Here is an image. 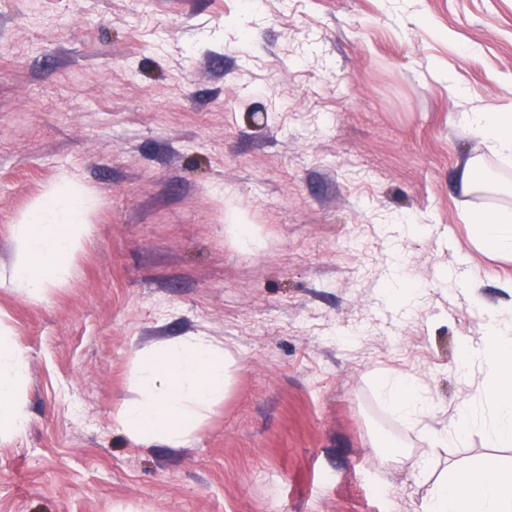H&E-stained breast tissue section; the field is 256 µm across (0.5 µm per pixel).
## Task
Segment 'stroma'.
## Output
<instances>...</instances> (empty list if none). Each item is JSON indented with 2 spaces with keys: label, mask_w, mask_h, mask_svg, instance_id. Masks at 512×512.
<instances>
[{
  "label": "stroma",
  "mask_w": 512,
  "mask_h": 512,
  "mask_svg": "<svg viewBox=\"0 0 512 512\" xmlns=\"http://www.w3.org/2000/svg\"><path fill=\"white\" fill-rule=\"evenodd\" d=\"M509 109L512 0H0V274L61 175L93 197L67 281L0 288L28 364L0 512H423L449 469H511L454 433L493 414L473 301L512 325L470 219L512 163L461 118ZM190 336L233 354L223 402L131 438L135 352Z\"/></svg>",
  "instance_id": "obj_1"
}]
</instances>
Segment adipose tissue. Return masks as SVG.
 I'll return each mask as SVG.
<instances>
[{
	"instance_id": "obj_1",
	"label": "adipose tissue",
	"mask_w": 512,
	"mask_h": 512,
	"mask_svg": "<svg viewBox=\"0 0 512 512\" xmlns=\"http://www.w3.org/2000/svg\"><path fill=\"white\" fill-rule=\"evenodd\" d=\"M463 125L473 136L492 141L497 155L512 159V113L468 112ZM88 197L70 176H61L24 213L11 262L10 284L28 297L68 278L89 230ZM480 240L493 251L512 253V209H487L476 215ZM468 359L484 362L482 388L495 414L477 419L469 407L458 413L457 436L481 427L493 443H512V334L488 325V340L469 350ZM231 354L206 337L195 336L140 350L134 359L139 397L113 415L131 437H164L178 446L192 436L206 410L223 402L231 379ZM27 363L13 346L9 326L0 320V438L27 421ZM426 512H512V474L482 468L450 469Z\"/></svg>"
}]
</instances>
